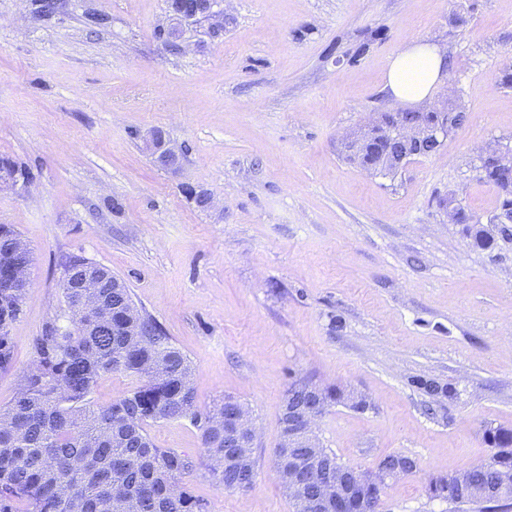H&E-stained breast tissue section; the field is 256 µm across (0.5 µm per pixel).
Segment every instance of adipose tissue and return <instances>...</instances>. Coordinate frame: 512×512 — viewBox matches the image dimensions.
I'll return each instance as SVG.
<instances>
[{
	"instance_id": "1",
	"label": "adipose tissue",
	"mask_w": 512,
	"mask_h": 512,
	"mask_svg": "<svg viewBox=\"0 0 512 512\" xmlns=\"http://www.w3.org/2000/svg\"><path fill=\"white\" fill-rule=\"evenodd\" d=\"M447 77L444 54L433 45L413 42L388 60L384 88L396 102L416 104L444 86Z\"/></svg>"
}]
</instances>
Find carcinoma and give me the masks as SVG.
<instances>
[{"label": "carcinoma", "instance_id": "1", "mask_svg": "<svg viewBox=\"0 0 512 512\" xmlns=\"http://www.w3.org/2000/svg\"><path fill=\"white\" fill-rule=\"evenodd\" d=\"M495 189L491 219L498 234L512 237V182L488 171L478 175ZM474 245L493 239L471 224ZM9 224H0V372L14 366L10 326L27 290L7 277L31 264L29 248ZM69 255L62 267L75 277L62 283L65 309L34 342L35 360L22 372L11 403L0 408V512H209L183 483L203 468L224 490H248L257 477L249 448L224 447V404L198 407L187 356L148 315L132 319L129 288L112 287V271L86 267ZM86 277L100 287H80ZM120 371L138 384L115 403L96 407L90 395L98 378ZM189 418L200 431L201 453L159 448L147 432L152 423ZM488 464L470 474L477 487L512 469V429L487 425Z\"/></svg>", "mask_w": 512, "mask_h": 512}]
</instances>
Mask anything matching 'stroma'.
Listing matches in <instances>:
<instances>
[{"label": "stroma", "instance_id": "obj_1", "mask_svg": "<svg viewBox=\"0 0 512 512\" xmlns=\"http://www.w3.org/2000/svg\"><path fill=\"white\" fill-rule=\"evenodd\" d=\"M59 2L45 16L36 0H0V159L31 178L0 192V224L33 254L0 407L64 305L62 257L76 255L122 279L187 356L200 408L231 395L252 410L253 487L184 478L211 512H292L272 450L299 378L368 396L367 410L339 404L318 422L342 463L417 460L381 512H474L427 485L488 459L485 425L512 429V238L475 246L441 202L484 220L496 206L475 166L481 146H512V89L496 85L512 0H223V30L189 26L176 49L158 36L167 0ZM93 13L107 23L90 27ZM414 39L444 52L443 93L467 120L397 174L363 172L340 139L394 109L384 65ZM153 131L176 168L155 165ZM148 433L201 451L189 420ZM145 145L154 162L162 168L175 167L180 161L179 154L160 132L154 131Z\"/></svg>", "mask_w": 512, "mask_h": 512}]
</instances>
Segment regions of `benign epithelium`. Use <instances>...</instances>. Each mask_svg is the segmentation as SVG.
<instances>
[{"label": "benign epithelium", "instance_id": "1", "mask_svg": "<svg viewBox=\"0 0 512 512\" xmlns=\"http://www.w3.org/2000/svg\"><path fill=\"white\" fill-rule=\"evenodd\" d=\"M170 25L164 29L171 40H178L181 29L200 21H210L216 29L224 27V12L216 0H172ZM407 109L378 112L358 131L344 139L345 152L355 161L368 150H377L386 140H397L405 145L426 141H443L453 128V114L448 103L431 106L432 120L407 121ZM154 162L162 168L176 166L180 157L163 134L153 132L145 142ZM479 168L491 167L503 176L512 178V147L499 144L481 150ZM448 222L479 224L481 219L469 213L455 199L448 202ZM322 388L311 380H296L288 386L283 401L288 414V436L278 440L276 447L288 448V471L276 473L289 499L301 498L305 512H368L369 495H378L391 481L414 474L417 465L405 461L379 463L367 470L350 468L333 459L323 448L316 427L325 414L326 405L317 399ZM224 424L233 428L245 447H255L258 429L248 406L234 398H224ZM448 484L454 486L457 500L472 496L467 475L452 473Z\"/></svg>", "mask_w": 512, "mask_h": 512}]
</instances>
